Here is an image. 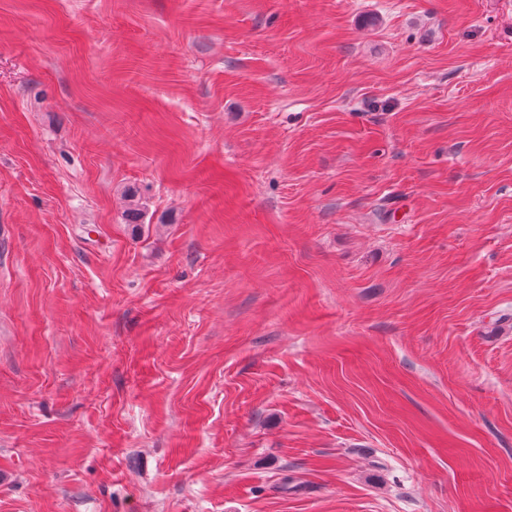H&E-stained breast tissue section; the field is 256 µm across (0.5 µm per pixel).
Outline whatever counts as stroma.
Here are the masks:
<instances>
[{
	"mask_svg": "<svg viewBox=\"0 0 512 512\" xmlns=\"http://www.w3.org/2000/svg\"><path fill=\"white\" fill-rule=\"evenodd\" d=\"M0 512H512V0H0Z\"/></svg>",
	"mask_w": 512,
	"mask_h": 512,
	"instance_id": "stroma-1",
	"label": "stroma"
}]
</instances>
